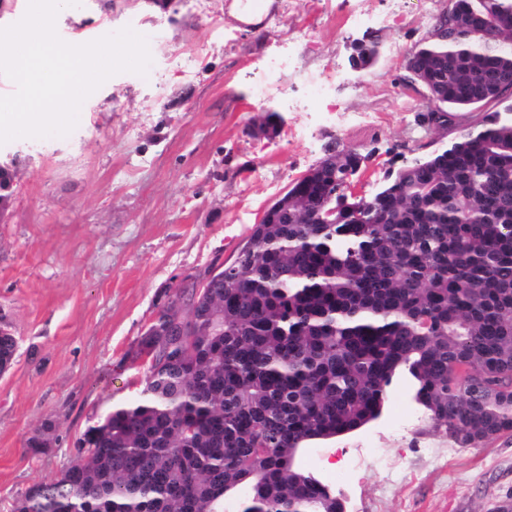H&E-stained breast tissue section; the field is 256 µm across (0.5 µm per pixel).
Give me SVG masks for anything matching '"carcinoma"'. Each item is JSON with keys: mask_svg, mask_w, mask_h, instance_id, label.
Instances as JSON below:
<instances>
[{"mask_svg": "<svg viewBox=\"0 0 512 512\" xmlns=\"http://www.w3.org/2000/svg\"><path fill=\"white\" fill-rule=\"evenodd\" d=\"M378 54L368 36L353 66ZM406 71L428 130L511 97L512 0H448ZM367 159L326 150L203 295L175 293L134 352L139 396L14 512H343L296 457L378 418L399 368L460 447L511 433L512 106L358 198ZM16 351L0 330V366Z\"/></svg>", "mask_w": 512, "mask_h": 512, "instance_id": "cac0c4a2", "label": "carcinoma"}]
</instances>
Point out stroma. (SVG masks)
<instances>
[{"label": "stroma", "instance_id": "stroma-1", "mask_svg": "<svg viewBox=\"0 0 512 512\" xmlns=\"http://www.w3.org/2000/svg\"><path fill=\"white\" fill-rule=\"evenodd\" d=\"M447 0H276L260 31L230 0H81L56 30L84 44L129 27L148 40L147 75L116 74L67 136L0 145V325L18 341L0 374V512L58 479L88 426L135 399L138 341L190 275L230 264L254 224L333 146L371 153L357 184L372 196L396 156L425 157L483 110L423 131L427 101L405 60ZM380 41L353 67L354 45ZM280 60L267 72L270 60ZM337 81L320 102L305 86ZM273 85L255 97L253 85ZM283 122L254 133L265 113ZM345 512H495L512 504V434L459 447L413 400L402 372L364 427L318 441L301 464ZM343 467V466H342ZM379 39L368 36L356 46V55L352 58L353 66L360 68L373 63L379 54Z\"/></svg>", "mask_w": 512, "mask_h": 512}]
</instances>
